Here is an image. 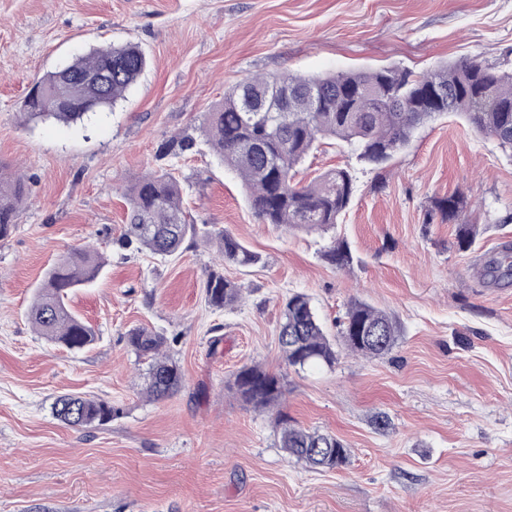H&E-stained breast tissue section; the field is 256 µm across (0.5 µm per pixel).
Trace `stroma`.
<instances>
[{"instance_id":"obj_1","label":"stroma","mask_w":512,"mask_h":512,"mask_svg":"<svg viewBox=\"0 0 512 512\" xmlns=\"http://www.w3.org/2000/svg\"><path fill=\"white\" fill-rule=\"evenodd\" d=\"M127 43L147 67L114 109L26 120L24 98L46 73ZM474 57L512 68V0H0V159L28 187L0 240V512H512V283L487 288L475 274L512 245V157L453 115L418 127L382 169L344 143L322 146L300 179L344 166L356 183L324 233L261 223L202 132L251 76L422 72ZM179 137L193 148L166 153ZM162 168L179 178L197 232L172 260L119 244L128 189ZM454 194L476 230L466 250L456 225L426 221L434 199ZM224 232L259 264L220 266ZM334 238L349 267L323 258ZM88 245L106 266L71 307L96 340L71 351L38 336L28 310L51 266ZM217 267L242 288L221 310L204 295ZM297 292L332 337L353 301L386 311L395 347L288 366L278 333ZM139 327L166 338L182 371L167 401L144 394L147 364L127 343ZM254 364L283 380L290 418L346 443V466L288 457L271 415L235 395V373ZM68 393L122 413L66 427L51 403Z\"/></svg>"}]
</instances>
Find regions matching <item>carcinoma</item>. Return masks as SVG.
Wrapping results in <instances>:
<instances>
[{"instance_id":"1","label":"carcinoma","mask_w":512,"mask_h":512,"mask_svg":"<svg viewBox=\"0 0 512 512\" xmlns=\"http://www.w3.org/2000/svg\"><path fill=\"white\" fill-rule=\"evenodd\" d=\"M146 66L144 51L135 45L94 48L48 73L25 98L23 110L31 120L82 121L113 109ZM274 84L288 91L279 112L268 111L267 94ZM435 87L446 90L439 101L430 95ZM310 88L319 91L315 102L307 95ZM448 113L464 117L474 131L493 138L512 156V71L497 70L476 58L419 73L382 67L326 76L249 77L206 113L204 133L224 166L242 179L251 209L263 223L329 230L349 208L356 185L346 167L327 171L308 183L296 179L299 167L322 141L344 142L360 163L378 168L409 144L420 125ZM26 196L23 177L0 159V240L10 235ZM464 206L463 197L452 195L434 200L426 213L428 224L437 216L458 224L457 243L462 250L474 238L472 225L459 223ZM193 233L194 226L184 219L180 181L172 172L152 171L130 188L123 247L167 258L180 253ZM220 253L224 264L238 268L260 262L257 253L228 233L221 235ZM323 256L337 267L350 263L346 246L335 239ZM103 267L98 252L83 249L62 257L49 269L29 312L39 335L69 350H81L95 341V331L72 311L69 301L71 293L92 284ZM511 278L509 247L479 272V279L488 283ZM205 299L211 307L224 309L240 302L241 290L224 273L211 270L205 281ZM374 330L384 337L382 343L367 339ZM340 336L351 352L376 358L395 346L399 327L386 312L354 302L341 322ZM278 341L291 367L336 363L335 344L305 294L285 300ZM127 342L138 356L149 360L145 392L151 400L163 401L178 392L183 375L163 353L164 337L138 328L129 332ZM234 388L244 405L258 411L279 408L286 394L279 376L254 365L237 371ZM52 410L56 419L74 428L105 426L121 412L109 401L72 394L57 397ZM275 424L280 447L289 456L322 469L349 462L347 445L335 435L310 431L282 413L276 415Z\"/></svg>"}]
</instances>
